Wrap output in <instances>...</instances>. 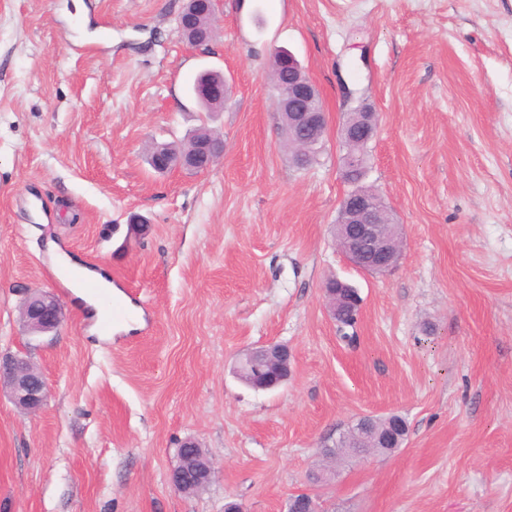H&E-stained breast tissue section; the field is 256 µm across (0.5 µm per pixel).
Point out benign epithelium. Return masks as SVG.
<instances>
[{
	"instance_id": "obj_1",
	"label": "benign epithelium",
	"mask_w": 512,
	"mask_h": 512,
	"mask_svg": "<svg viewBox=\"0 0 512 512\" xmlns=\"http://www.w3.org/2000/svg\"><path fill=\"white\" fill-rule=\"evenodd\" d=\"M203 16L210 19L214 17L213 0H187L186 9L179 22L183 39L198 45L206 42L207 33L212 27H206L202 34L196 25ZM281 55L288 61V67L295 72V82L288 86V92L280 98V110L291 116L298 141L317 145L327 124L325 110L318 105L319 92L305 76L291 52L283 49ZM195 95L208 105L210 111L221 112L230 95V87L222 79L203 82L196 86ZM346 98L354 104L350 111L359 113V118L341 128L340 140L344 145L366 144L374 134L375 113L368 110L360 91L350 90L346 93ZM204 141L207 162L201 168L193 166L191 160L180 159L174 164L170 163L164 158L168 150L162 145L155 147L151 163L159 172L174 169L195 172L207 170L224 157V135L214 131ZM340 212L347 214L349 220L336 235V244L350 261L359 269L371 273L383 274L392 269L401 254V238L392 236L390 232L392 224L395 223L392 213L376 196L358 188L342 199ZM324 293L332 318L339 317L345 308L353 313L358 312L360 297L357 290L345 281L334 277L327 279ZM63 318V307L54 294L40 289L28 292L21 307V321L29 333L41 335L53 332L59 328ZM261 352L264 359L261 377L263 388L272 389L287 381L293 357L288 345L269 343L261 347ZM3 392L8 393L20 408L35 413L45 405L49 387L42 371L29 359L8 355L0 357V393ZM386 420L388 427L384 434L375 438L372 433L363 431L360 433L361 439L373 437L386 448L399 447L404 440L400 417L393 414L386 417Z\"/></svg>"
}]
</instances>
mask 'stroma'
Returning a JSON list of instances; mask_svg holds the SVG:
<instances>
[{"mask_svg":"<svg viewBox=\"0 0 512 512\" xmlns=\"http://www.w3.org/2000/svg\"><path fill=\"white\" fill-rule=\"evenodd\" d=\"M184 0H0V353L29 358L49 398L0 396V512H512V0H219L208 48L181 39ZM288 49L319 90L316 162L285 146L270 77ZM205 69L231 93L210 113ZM378 127L365 187L402 226L384 275L339 250L349 189L345 87ZM224 134L209 170L158 173L153 142ZM118 273L143 322L97 335L55 249ZM363 300L341 339L323 285ZM65 318L31 336L26 292ZM290 346L287 382L243 384L247 350ZM401 415L400 448L309 477L365 415ZM215 476L170 483L186 439Z\"/></svg>","mask_w":512,"mask_h":512,"instance_id":"obj_1","label":"stroma"}]
</instances>
